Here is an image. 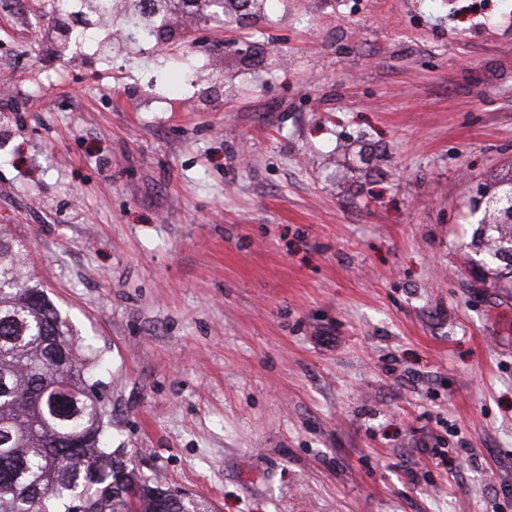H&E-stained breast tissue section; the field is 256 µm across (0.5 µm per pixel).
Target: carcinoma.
Wrapping results in <instances>:
<instances>
[{
  "instance_id": "carcinoma-1",
  "label": "carcinoma",
  "mask_w": 512,
  "mask_h": 512,
  "mask_svg": "<svg viewBox=\"0 0 512 512\" xmlns=\"http://www.w3.org/2000/svg\"><path fill=\"white\" fill-rule=\"evenodd\" d=\"M139 18L135 0H112L137 28L172 36L171 16L190 11L221 23L239 11L261 16L266 0H153ZM470 246L479 279L512 289V222L480 223ZM27 253L0 229V512H194V502L127 468L105 429L101 382L91 380L90 346L75 338L43 285L24 272Z\"/></svg>"
}]
</instances>
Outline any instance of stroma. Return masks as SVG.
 I'll list each match as a JSON object with an SVG mask.
<instances>
[{
  "label": "stroma",
  "instance_id": "stroma-1",
  "mask_svg": "<svg viewBox=\"0 0 512 512\" xmlns=\"http://www.w3.org/2000/svg\"><path fill=\"white\" fill-rule=\"evenodd\" d=\"M469 8L268 0L64 58L0 10V227L144 476L207 512H512V296L469 247L512 177V12Z\"/></svg>",
  "mask_w": 512,
  "mask_h": 512
}]
</instances>
